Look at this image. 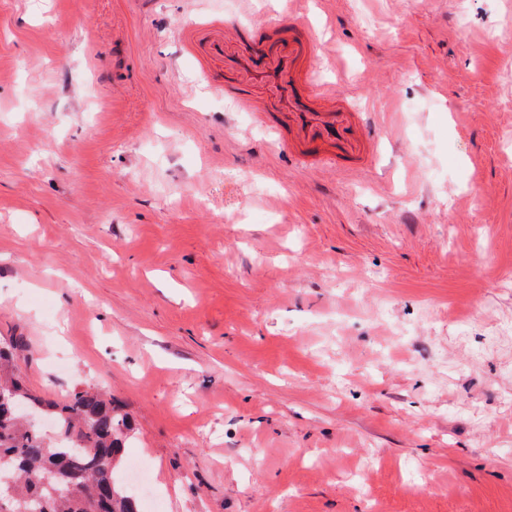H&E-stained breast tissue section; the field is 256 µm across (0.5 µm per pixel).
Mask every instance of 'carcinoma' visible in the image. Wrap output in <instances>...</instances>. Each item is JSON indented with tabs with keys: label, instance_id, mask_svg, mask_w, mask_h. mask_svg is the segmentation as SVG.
<instances>
[{
	"label": "carcinoma",
	"instance_id": "obj_1",
	"mask_svg": "<svg viewBox=\"0 0 512 512\" xmlns=\"http://www.w3.org/2000/svg\"><path fill=\"white\" fill-rule=\"evenodd\" d=\"M19 342L0 343V506L7 512H139L117 465L129 417L94 387L64 403L33 393L15 362Z\"/></svg>",
	"mask_w": 512,
	"mask_h": 512
}]
</instances>
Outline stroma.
I'll return each mask as SVG.
<instances>
[{
	"label": "stroma",
	"mask_w": 512,
	"mask_h": 512,
	"mask_svg": "<svg viewBox=\"0 0 512 512\" xmlns=\"http://www.w3.org/2000/svg\"><path fill=\"white\" fill-rule=\"evenodd\" d=\"M284 0H0V338L131 417L143 512H512V0H294L369 168L191 56Z\"/></svg>",
	"instance_id": "obj_1"
}]
</instances>
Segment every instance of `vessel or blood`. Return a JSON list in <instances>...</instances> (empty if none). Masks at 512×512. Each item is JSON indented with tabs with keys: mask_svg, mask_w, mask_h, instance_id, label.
Segmentation results:
<instances>
[{
	"mask_svg": "<svg viewBox=\"0 0 512 512\" xmlns=\"http://www.w3.org/2000/svg\"><path fill=\"white\" fill-rule=\"evenodd\" d=\"M211 56L224 66L222 89L272 132L288 128V150L302 165H372L378 141L363 113L319 80L311 43L286 15L244 28L212 20Z\"/></svg>",
	"mask_w": 512,
	"mask_h": 512,
	"instance_id": "vessel-or-blood-1",
	"label": "vessel or blood"
}]
</instances>
